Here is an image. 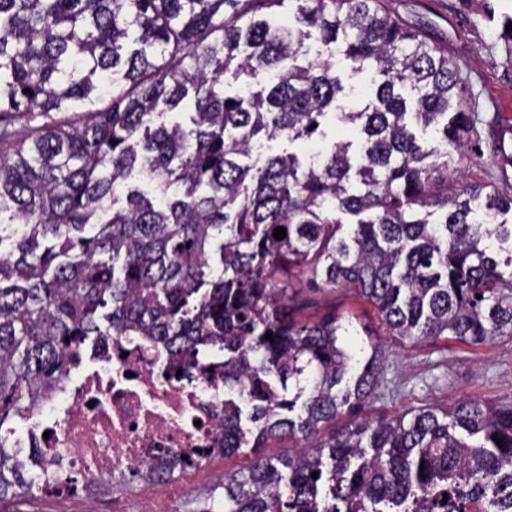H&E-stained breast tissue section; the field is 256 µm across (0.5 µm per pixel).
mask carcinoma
Masks as SVG:
<instances>
[{"label":"carcinoma","mask_w":512,"mask_h":512,"mask_svg":"<svg viewBox=\"0 0 512 512\" xmlns=\"http://www.w3.org/2000/svg\"><path fill=\"white\" fill-rule=\"evenodd\" d=\"M282 2L0 0V430L87 339L137 332L224 354V454L293 442L224 477V512H512V404L357 414L389 353L307 314L350 287L400 342L512 338V249L493 253L512 194L448 165L475 131L459 69L382 0H295L270 23ZM330 113L362 136L357 162L343 141L239 162ZM30 489L0 444V502Z\"/></svg>","instance_id":"obj_1"}]
</instances>
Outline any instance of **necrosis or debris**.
Returning <instances> with one entry per match:
<instances>
[{
  "label": "necrosis or debris",
  "instance_id": "necrosis-or-debris-1",
  "mask_svg": "<svg viewBox=\"0 0 512 512\" xmlns=\"http://www.w3.org/2000/svg\"><path fill=\"white\" fill-rule=\"evenodd\" d=\"M0 444L30 462L41 496L89 500L100 484L139 472L160 483L224 450V369L175 358L142 336H105Z\"/></svg>",
  "mask_w": 512,
  "mask_h": 512
}]
</instances>
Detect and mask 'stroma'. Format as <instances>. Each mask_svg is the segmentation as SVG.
<instances>
[{"instance_id": "35a3bbf8", "label": "stroma", "mask_w": 512, "mask_h": 512, "mask_svg": "<svg viewBox=\"0 0 512 512\" xmlns=\"http://www.w3.org/2000/svg\"><path fill=\"white\" fill-rule=\"evenodd\" d=\"M384 8L411 26H424L430 37L448 48L465 82L466 101L478 115V138L458 170L460 181H479L498 191L512 189V134L503 135L497 122V102L512 88V38L504 37L501 14L512 15V0H384ZM350 322L351 334L379 333L374 308L355 290L339 288L322 294ZM376 415H396L409 409L445 407L464 399L494 403L512 401V340L500 338L474 347L438 341L394 345L384 370ZM284 442H268L261 452L244 448L238 454L209 458L187 479L159 485L127 482L126 486L100 487L93 512H136L144 497L155 496L168 512H224V476L247 470L256 455L287 458Z\"/></svg>"}]
</instances>
